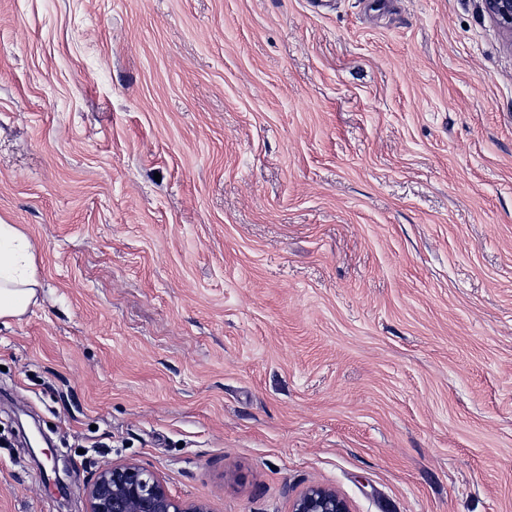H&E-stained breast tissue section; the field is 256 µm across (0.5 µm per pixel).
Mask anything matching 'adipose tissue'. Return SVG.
<instances>
[{"label": "adipose tissue", "mask_w": 512, "mask_h": 512, "mask_svg": "<svg viewBox=\"0 0 512 512\" xmlns=\"http://www.w3.org/2000/svg\"><path fill=\"white\" fill-rule=\"evenodd\" d=\"M40 288L33 245L17 225L0 221V321L21 318Z\"/></svg>", "instance_id": "1"}]
</instances>
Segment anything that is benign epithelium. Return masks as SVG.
Instances as JSON below:
<instances>
[{"label": "benign epithelium", "instance_id": "1", "mask_svg": "<svg viewBox=\"0 0 512 512\" xmlns=\"http://www.w3.org/2000/svg\"><path fill=\"white\" fill-rule=\"evenodd\" d=\"M490 16L512 32V0H486ZM85 512H207L201 502L174 499L165 483L150 469L135 463H106L86 489ZM292 512H350L335 491L313 486L300 496Z\"/></svg>", "mask_w": 512, "mask_h": 512}]
</instances>
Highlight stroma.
<instances>
[{
    "mask_svg": "<svg viewBox=\"0 0 512 512\" xmlns=\"http://www.w3.org/2000/svg\"><path fill=\"white\" fill-rule=\"evenodd\" d=\"M0 220L42 283L0 324V512H85L108 461L210 512H512L485 0H0ZM292 512H350V509L335 491L313 486L296 500Z\"/></svg>",
    "mask_w": 512,
    "mask_h": 512,
    "instance_id": "obj_1",
    "label": "stroma"
}]
</instances>
